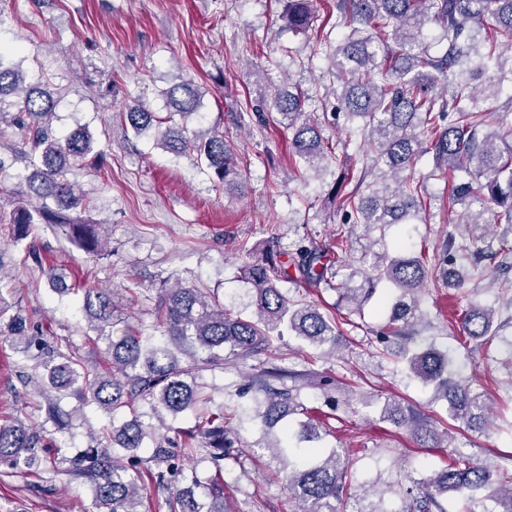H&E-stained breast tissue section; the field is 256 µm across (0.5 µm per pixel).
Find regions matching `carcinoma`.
Wrapping results in <instances>:
<instances>
[{"mask_svg": "<svg viewBox=\"0 0 512 512\" xmlns=\"http://www.w3.org/2000/svg\"><path fill=\"white\" fill-rule=\"evenodd\" d=\"M315 18L314 0H286L283 19L288 28L305 31ZM429 23L440 26L448 41L441 56L432 55L425 44ZM499 32H512V0H338L336 21L320 39L336 81L324 93L336 94L341 114L334 119L360 124V143L344 141L342 153L348 154L352 146L365 162L357 176L344 172L343 183L353 187L339 199L343 219L333 243L312 241L291 256L271 244L265 255L243 266L253 315H234L203 290L178 284L165 289L155 304L152 333L129 326L115 339L107 333L117 308L112 291L75 283L71 292L81 294V310L96 331L88 340L104 362L96 368L69 340L49 342L44 330L11 312V291L1 288L0 342L23 359L35 360L24 385L42 399L44 418L39 424L19 418L0 422V465L23 475H66L89 483L92 512H148L145 499L152 485L170 490L168 512H224V466L237 459L239 450L228 436L224 409L210 407L205 374L224 370V350L245 360L269 350L286 333L330 351L342 340V322L323 315L312 302L287 296L279 287L286 279L325 285L338 293V303L351 314L361 312L377 286L386 284L390 293L379 308L388 313L387 323L376 331L381 342L405 334L425 317L422 298L430 285L454 288L466 301L460 324L468 339L486 343L497 336L495 310L473 300L465 288L467 282L483 279L484 270L476 263L463 270L461 263L488 250L499 266L512 268L509 231L495 238L494 225L483 220L493 205L497 223L512 224V132L483 131L493 113L481 106L482 100L500 94L505 81L501 67L493 66L500 56L494 39ZM164 96L172 112L163 121L142 101H130L124 118L135 133L155 121L167 122L169 126L157 130L159 148L177 157H196L221 185L234 182L240 173L224 133L171 126L175 118L185 120L198 112L205 92L181 78ZM308 100L307 91L290 83L278 89L268 111L254 116L261 124L272 121L290 132L292 154L316 170L335 151L305 111ZM54 108L50 87L26 82L21 67L0 53V125L23 131L32 156L38 158L18 176V186L26 192L17 194L10 214L14 239L27 238L36 224H54L72 245L100 258L107 243L98 225L79 224L70 215L82 195L67 178L70 167L95 150L96 140L85 127L66 136L56 134ZM451 113L454 119L448 123ZM428 154L434 170L462 174L448 195L456 233L430 254L392 257L384 229L418 224L427 211V186L415 176L414 164ZM359 227L369 233L368 244L361 251L360 268L343 275L342 265L332 263L329 253L345 251L349 235ZM286 255L289 259L282 260ZM290 268L295 275L288 273ZM402 358L414 377L448 402L450 419L471 431L489 423L483 394L453 379V360L447 353L428 345L407 348ZM271 378L310 383L314 373L264 371L258 388L262 397L255 399L250 416L265 433H276L267 450L285 472L293 512H445L440 498L481 489L489 490L498 512H512V473L465 456L430 477L413 480L418 496L409 506L367 507L365 487L351 492L352 461L337 448L311 446L321 439L319 424L308 415L300 388H277ZM57 392L75 406L61 408ZM88 405L107 416L108 423L99 429L87 426L89 444L84 448L65 454L58 446L56 455H43L53 447L52 435L71 430L74 418ZM141 405L151 408L158 425L141 420ZM186 413L194 415L193 426L167 423ZM383 417L409 427L425 448H438L448 438L429 418L395 399L385 403ZM302 442L310 446L303 448ZM201 453L214 466L202 495L196 473L186 475L184 465Z\"/></svg>", "mask_w": 512, "mask_h": 512, "instance_id": "obj_1", "label": "carcinoma"}]
</instances>
